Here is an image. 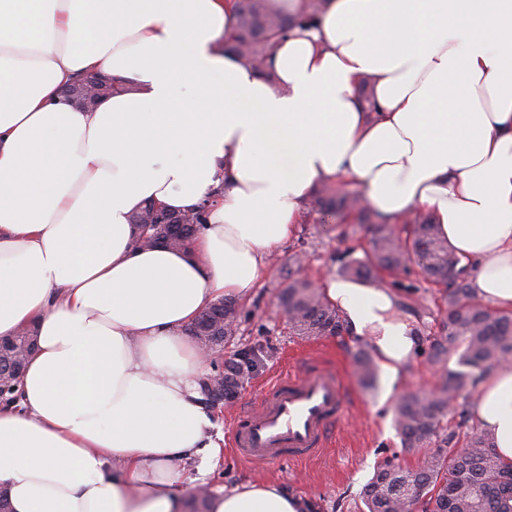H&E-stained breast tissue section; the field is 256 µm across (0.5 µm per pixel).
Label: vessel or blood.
I'll return each instance as SVG.
<instances>
[{
	"label": "vessel or blood",
	"instance_id": "b4317fda",
	"mask_svg": "<svg viewBox=\"0 0 512 512\" xmlns=\"http://www.w3.org/2000/svg\"><path fill=\"white\" fill-rule=\"evenodd\" d=\"M347 410L341 371L292 370L258 395L234 421L228 446L245 462L279 464L321 458Z\"/></svg>",
	"mask_w": 512,
	"mask_h": 512
}]
</instances>
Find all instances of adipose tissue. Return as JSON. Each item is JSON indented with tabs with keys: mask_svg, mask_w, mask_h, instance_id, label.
<instances>
[{
	"mask_svg": "<svg viewBox=\"0 0 512 512\" xmlns=\"http://www.w3.org/2000/svg\"><path fill=\"white\" fill-rule=\"evenodd\" d=\"M232 0H0V337L37 344L0 402L10 512H181L183 467L222 453L187 335L244 298L346 182L396 224L428 212L476 296L512 309V0H324L277 41L276 82L224 48ZM118 90L87 110L76 75ZM207 204L185 249L135 243L145 203ZM390 371L415 344L383 291L329 278ZM478 416L512 463V364ZM209 512H306L274 484Z\"/></svg>",
	"mask_w": 512,
	"mask_h": 512,
	"instance_id": "1",
	"label": "adipose tissue"
}]
</instances>
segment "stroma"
Returning <instances> with one entry per match:
<instances>
[{
	"label": "stroma",
	"mask_w": 512,
	"mask_h": 512,
	"mask_svg": "<svg viewBox=\"0 0 512 512\" xmlns=\"http://www.w3.org/2000/svg\"><path fill=\"white\" fill-rule=\"evenodd\" d=\"M367 225L354 221L343 224L322 222L317 211L307 210L302 224L271 258L267 273L253 294L239 304V333L235 347L262 348L263 364L251 382L241 390L233 407H215L213 436L228 437L236 415L254 400L261 387L281 370L307 364L342 366L347 374L348 410L339 424V443L320 461L305 465L244 463L224 453L220 463L200 475L197 484L211 491L231 490L244 485L275 482L309 505L308 512H363V487L378 464L387 459L414 467L419 458L405 453L395 423V406L400 397L433 388L436 377L429 363L432 336L439 309L435 286L424 281L418 267L396 279H385L382 288L393 301L395 316L408 323L419 345L414 356L391 374L379 367L373 386L363 387L356 376L355 358L367 344V337L353 333L305 339L291 334L288 318L276 295L289 273L294 256H302L320 280L339 275L342 266L362 257L369 247Z\"/></svg>",
	"instance_id": "35a3bbf8"
}]
</instances>
